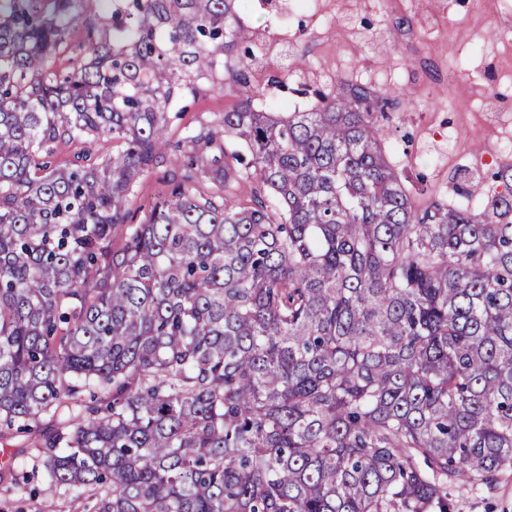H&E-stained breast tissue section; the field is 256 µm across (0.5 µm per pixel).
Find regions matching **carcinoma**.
Segmentation results:
<instances>
[{
  "instance_id": "obj_1",
  "label": "carcinoma",
  "mask_w": 512,
  "mask_h": 512,
  "mask_svg": "<svg viewBox=\"0 0 512 512\" xmlns=\"http://www.w3.org/2000/svg\"><path fill=\"white\" fill-rule=\"evenodd\" d=\"M86 2L0 0V443L45 475L36 512H456L458 486L493 489L512 163L418 210L387 93L255 103L241 0H96L91 60L59 70ZM226 76L240 107L188 131L176 186L128 223L177 92ZM103 137L100 162L40 161Z\"/></svg>"
}]
</instances>
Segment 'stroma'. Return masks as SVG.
<instances>
[{
  "label": "stroma",
  "instance_id": "1",
  "mask_svg": "<svg viewBox=\"0 0 512 512\" xmlns=\"http://www.w3.org/2000/svg\"><path fill=\"white\" fill-rule=\"evenodd\" d=\"M238 22L256 46L249 78L260 103L303 110L302 86L359 79L395 96L390 157L404 174H425L417 208L451 196L460 173L484 177L503 163L492 114L512 111V0H248ZM297 55L306 68H294ZM238 105L229 81L182 96L166 136L179 141ZM182 157L170 151L142 177L128 205L135 220L167 195ZM456 500L457 512H512V475L477 494L459 488Z\"/></svg>",
  "mask_w": 512,
  "mask_h": 512
}]
</instances>
